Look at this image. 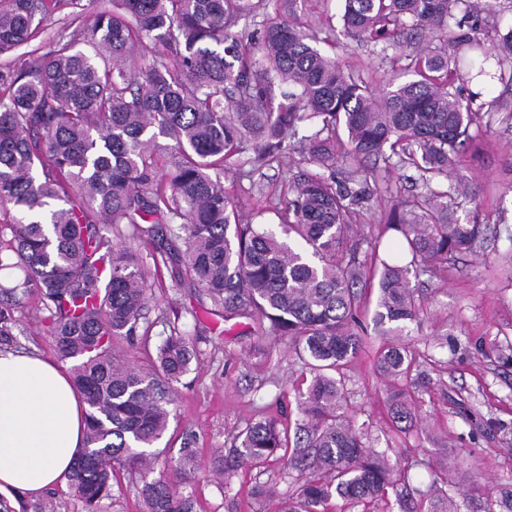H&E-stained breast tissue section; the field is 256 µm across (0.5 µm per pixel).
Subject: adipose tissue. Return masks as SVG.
<instances>
[{
  "label": "adipose tissue",
  "instance_id": "adipose-tissue-1",
  "mask_svg": "<svg viewBox=\"0 0 512 512\" xmlns=\"http://www.w3.org/2000/svg\"><path fill=\"white\" fill-rule=\"evenodd\" d=\"M87 405L41 354L0 350V496L60 484L84 446Z\"/></svg>",
  "mask_w": 512,
  "mask_h": 512
}]
</instances>
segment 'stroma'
I'll return each instance as SVG.
<instances>
[{
	"label": "stroma",
	"mask_w": 512,
	"mask_h": 512,
	"mask_svg": "<svg viewBox=\"0 0 512 512\" xmlns=\"http://www.w3.org/2000/svg\"><path fill=\"white\" fill-rule=\"evenodd\" d=\"M111 6L112 0H46L36 37L0 55V71L19 69L74 34L80 49L90 51L95 17ZM267 11L295 13L318 33L322 52L373 85L411 77L408 48L385 49L342 35L343 0H268ZM511 27L512 0H498L495 15L480 16L473 26L451 27L444 37L426 36L425 42L439 48L445 37L475 33L490 44L497 32ZM450 90L462 98L480 91L479 102L489 109L459 155L455 172L465 178L469 192L455 194L456 215L464 222L498 225L500 234L449 260L445 280L413 279L417 322L400 337L365 333L358 354L342 370L341 411L362 432L366 447L388 450L391 465L410 487L427 490L436 455L447 449L454 469L445 490L456 498L462 481L487 493L512 486V117L505 110L512 105V86L494 81L480 89L455 78ZM254 158L250 149L233 158L222 172L224 185L245 221L274 228L279 220L265 210L266 196L286 206L289 180L314 167L293 151L270 166H256ZM410 174L400 166L376 168L377 193L359 218L365 234L382 231L393 205L425 194L422 181ZM148 285L149 310L140 336L115 340L113 351L137 367L152 368L156 345L174 328L197 348V360L173 385L168 428L158 442L170 472L183 446L196 451V469L180 491L193 496L196 512H259L250 491L268 483L276 484L281 497L295 496L300 474L290 461L302 420L299 400L314 376L310 365L289 338L261 331L245 318L227 321L212 314L198 287L175 281L169 268L154 271ZM42 315L38 295H31L13 332L20 346L53 357L57 350L42 329ZM393 343L405 346L412 361L407 375L395 382L376 369L379 352ZM396 388L404 393L410 420L392 415ZM262 418L277 419L287 430L288 449L264 464L217 477L221 451ZM141 488L138 475L116 469L106 512H145Z\"/></svg>",
	"instance_id": "obj_1"
}]
</instances>
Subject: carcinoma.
<instances>
[{
    "mask_svg": "<svg viewBox=\"0 0 512 512\" xmlns=\"http://www.w3.org/2000/svg\"><path fill=\"white\" fill-rule=\"evenodd\" d=\"M262 0H113L97 14L92 52L72 39L0 80V206L16 213L0 224V345H12L15 310L40 295L45 329L59 357L72 361L74 385L88 406L85 446L67 476L88 512L112 496L115 466L144 479L147 512H194L191 496L165 478L146 480L167 430L165 384L177 382L197 357L189 340L172 333L156 347L157 369H138L112 353L117 338L137 335L148 301V271L131 246L112 244L121 224L157 239L155 266L174 265L169 247L183 238L185 276L214 311L246 317L287 336L315 376L302 395L311 453L297 457L296 497L275 512H319L333 495L375 500L397 489L387 457L363 445L339 413L335 374L361 345L358 329L365 288L377 289L372 322L382 333L417 321L411 276L443 278L448 255L471 251L486 226L454 217L450 191L431 187L448 178L472 127L483 121L473 98L463 101L434 78L459 74V57L424 50L414 78L380 94L359 73L344 70L312 43L316 32L264 15L262 60L232 35ZM44 0H8L0 8V55L28 44ZM491 11V0H344V33L389 43L403 19L416 30L448 33L451 24ZM161 44L171 55L143 66L134 52ZM469 79L512 85V27L486 47L466 36ZM320 128L300 134L303 123ZM169 140L163 146L159 139ZM324 170L290 185L294 197L280 213L296 251L260 224H244L224 182L211 173L252 143L256 160H279L286 139ZM171 152L170 169L155 162ZM409 164L426 195L390 209L384 232L396 251L380 256V238L358 236L356 215L376 192L367 160ZM183 220L169 229L143 228L148 217ZM371 262L359 261L360 241ZM410 366L405 347L380 353L378 367L397 378ZM288 447L273 419L251 423L219 459L220 473L264 462ZM481 512H512V492L483 498Z\"/></svg>",
    "mask_w": 512,
    "mask_h": 512,
    "instance_id": "obj_1",
    "label": "carcinoma"
}]
</instances>
